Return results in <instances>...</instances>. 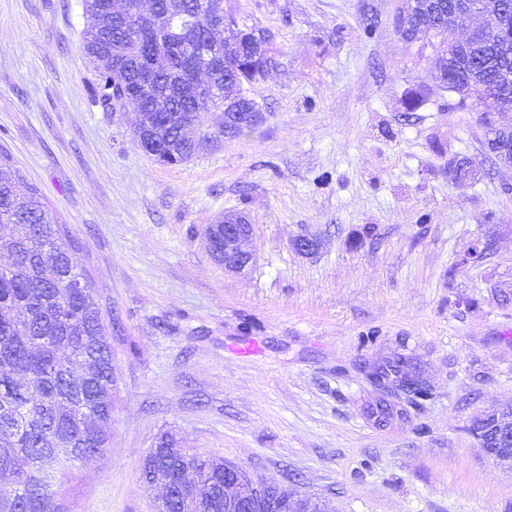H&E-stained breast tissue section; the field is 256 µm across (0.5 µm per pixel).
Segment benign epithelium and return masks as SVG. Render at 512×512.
Instances as JSON below:
<instances>
[{
    "instance_id": "1",
    "label": "benign epithelium",
    "mask_w": 512,
    "mask_h": 512,
    "mask_svg": "<svg viewBox=\"0 0 512 512\" xmlns=\"http://www.w3.org/2000/svg\"><path fill=\"white\" fill-rule=\"evenodd\" d=\"M408 5L397 11L398 36L400 39L430 43L438 39L446 43L447 50L437 58V67L432 73L436 86L453 94L461 103H471L482 108L480 116L489 121L498 131L512 130V94L500 92L493 85H486L483 73L471 64L472 53L481 50L488 54L512 52V25L504 18L505 0H453L445 17L444 28L421 23L420 13L438 11L434 0H407ZM470 16L477 20L476 26L463 38L457 35L459 20ZM263 121L261 112H243L237 125L230 130L246 131ZM487 153L494 155L503 164H512V147L489 136L484 141ZM211 240L222 243L212 258L224 269L241 273L249 268L253 254L245 249L252 233V224L246 217L238 223L209 225ZM293 247L299 254L310 256L319 247L317 238L299 235L293 239ZM494 434L504 447L485 449L496 463L512 471V406L493 408L478 415L471 426V435L483 445L485 436ZM277 489L279 484L263 483L251 478L248 472H239L224 478V512H247L255 503H265L261 512H325L320 499L313 495H295L288 498V510L280 508Z\"/></svg>"
}]
</instances>
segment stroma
<instances>
[{"instance_id": "1", "label": "stroma", "mask_w": 512, "mask_h": 512, "mask_svg": "<svg viewBox=\"0 0 512 512\" xmlns=\"http://www.w3.org/2000/svg\"><path fill=\"white\" fill-rule=\"evenodd\" d=\"M399 5L224 0L268 40L247 87L264 120L228 138L200 113L207 144L166 165L132 108L92 103L82 0H0V152L67 225L117 372L106 452L54 486L67 512H155L140 465L163 431L326 512H512V472L468 431L512 405V167L433 83L436 48L397 37ZM455 156L477 169L462 186ZM229 211L253 226L244 275L204 238ZM490 232L487 259L461 264ZM393 355L433 394L379 426L370 374Z\"/></svg>"}]
</instances>
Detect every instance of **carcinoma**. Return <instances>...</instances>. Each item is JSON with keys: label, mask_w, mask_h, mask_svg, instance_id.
Returning <instances> with one entry per match:
<instances>
[{"label": "carcinoma", "mask_w": 512, "mask_h": 512, "mask_svg": "<svg viewBox=\"0 0 512 512\" xmlns=\"http://www.w3.org/2000/svg\"><path fill=\"white\" fill-rule=\"evenodd\" d=\"M97 23L85 30L82 52L93 65V103L106 108L120 87L133 91L127 100L142 119L158 149L149 152L164 164H178L202 149L184 129L207 107L185 91L203 70L212 82L210 106L238 100L235 111L255 102L245 94L265 76L250 61V50L233 41L204 38L198 19L224 25V0H179L168 13L167 0H126L124 13L112 0H83ZM156 82L140 84L146 65ZM486 77L512 76V56L485 61ZM9 158L0 162V224L12 227L7 243L11 262L0 269V475L24 492L0 497V512H62L50 481L67 475L69 466L103 454L112 425V389L116 377L104 315L90 286L71 289L76 276L88 279L73 263L74 247L64 225L48 210L37 190L20 194ZM383 398L367 411L377 423L393 417ZM189 465L197 482L172 498L161 499L163 512H217L216 493L224 486L222 457L156 455L141 468L144 483L154 485L162 467Z\"/></svg>", "instance_id": "carcinoma-1"}]
</instances>
